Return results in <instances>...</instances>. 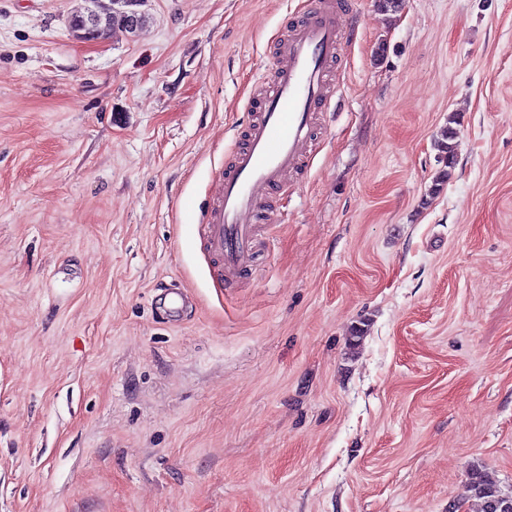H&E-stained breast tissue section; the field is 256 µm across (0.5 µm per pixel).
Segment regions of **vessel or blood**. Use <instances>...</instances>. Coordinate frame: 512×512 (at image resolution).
<instances>
[{
	"label": "vessel or blood",
	"instance_id": "1",
	"mask_svg": "<svg viewBox=\"0 0 512 512\" xmlns=\"http://www.w3.org/2000/svg\"><path fill=\"white\" fill-rule=\"evenodd\" d=\"M344 12L341 0H308L273 50L269 81L248 101L240 142L214 176L202 217L216 278L232 283L250 271L257 225L268 221L289 176L305 167L336 98L331 74L347 37Z\"/></svg>",
	"mask_w": 512,
	"mask_h": 512
}]
</instances>
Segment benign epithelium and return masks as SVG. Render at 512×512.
<instances>
[{"label": "benign epithelium", "mask_w": 512, "mask_h": 512, "mask_svg": "<svg viewBox=\"0 0 512 512\" xmlns=\"http://www.w3.org/2000/svg\"><path fill=\"white\" fill-rule=\"evenodd\" d=\"M143 0H85V6L70 14L67 27L79 40L95 41L112 25V14L119 11L125 17L128 30L135 32L143 17L137 9Z\"/></svg>", "instance_id": "benign-epithelium-1"}]
</instances>
